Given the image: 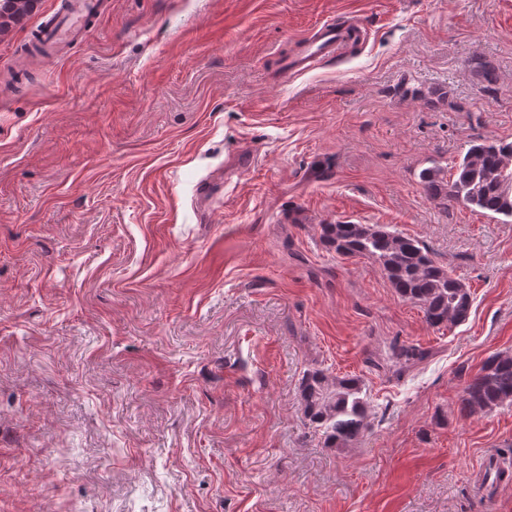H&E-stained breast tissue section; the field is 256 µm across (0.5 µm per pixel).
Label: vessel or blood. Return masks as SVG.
Instances as JSON below:
<instances>
[{
	"instance_id": "vessel-or-blood-1",
	"label": "vessel or blood",
	"mask_w": 512,
	"mask_h": 512,
	"mask_svg": "<svg viewBox=\"0 0 512 512\" xmlns=\"http://www.w3.org/2000/svg\"><path fill=\"white\" fill-rule=\"evenodd\" d=\"M107 6V0H64L59 22L42 27L39 36L49 47L67 43L83 34ZM366 38V28L350 19L318 23L302 37L297 51L284 60L282 74L291 77L307 72L322 60L344 53L349 45L365 42Z\"/></svg>"
}]
</instances>
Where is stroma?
I'll return each mask as SVG.
<instances>
[{
    "label": "stroma",
    "instance_id": "obj_1",
    "mask_svg": "<svg viewBox=\"0 0 512 512\" xmlns=\"http://www.w3.org/2000/svg\"><path fill=\"white\" fill-rule=\"evenodd\" d=\"M58 7L0 25V512H512L481 484L512 406L460 412L512 352V221L419 180L512 141V0H112L25 61ZM349 16L363 45L282 78ZM339 221L419 239L466 321L330 252ZM315 368L365 385L348 447L303 418Z\"/></svg>",
    "mask_w": 512,
    "mask_h": 512
}]
</instances>
